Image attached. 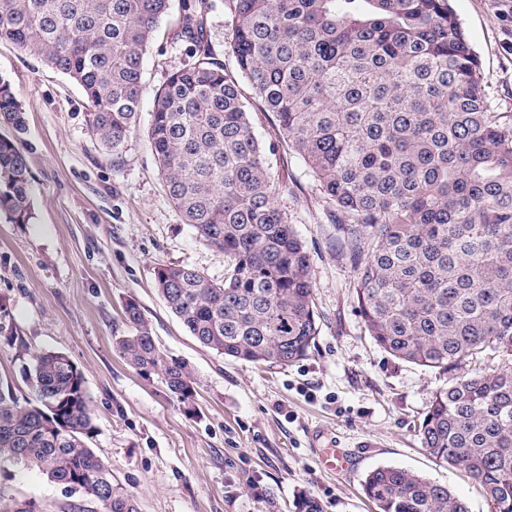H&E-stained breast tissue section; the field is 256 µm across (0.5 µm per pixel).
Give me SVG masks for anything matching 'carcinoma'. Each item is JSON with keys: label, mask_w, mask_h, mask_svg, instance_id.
Here are the masks:
<instances>
[{"label": "carcinoma", "mask_w": 512, "mask_h": 512, "mask_svg": "<svg viewBox=\"0 0 512 512\" xmlns=\"http://www.w3.org/2000/svg\"><path fill=\"white\" fill-rule=\"evenodd\" d=\"M172 0H0V41L81 89L108 151L138 119L143 60ZM206 0H198L203 7ZM196 5V6H198ZM181 0L193 61L154 95L147 140L168 195L224 279L155 270L157 292L202 347L251 364L291 365L320 333L306 241L276 203L239 80L274 114L338 225L358 312L390 356L446 372L487 351L512 357V131L491 112L479 61L450 0H224L228 54L213 57L204 14ZM0 214L34 219L25 112L0 78ZM116 349L192 395L193 371L157 345L139 304ZM32 398L0 387V460L36 468L97 506L139 512L89 440L82 373L61 352L32 357ZM438 465L463 469L491 512H512V369L474 370L437 389L417 429ZM375 512H468L447 486L379 466L362 483Z\"/></svg>", "instance_id": "carcinoma-1"}]
</instances>
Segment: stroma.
Segmentation results:
<instances>
[{"instance_id":"1","label":"stroma","mask_w":512,"mask_h":512,"mask_svg":"<svg viewBox=\"0 0 512 512\" xmlns=\"http://www.w3.org/2000/svg\"><path fill=\"white\" fill-rule=\"evenodd\" d=\"M206 38L227 69L224 0H206ZM479 58L491 109L512 127V0H452ZM191 61L175 22L164 23L144 59L140 116L123 148L103 150L85 122L84 98L67 76L0 42V77L26 113L35 218L0 215V379L20 400L33 354H67L94 409L91 448L137 497L140 512H372L366 473L398 466L448 485L469 512H489L459 469L436 465L414 431L446 374L394 359L368 335L354 299L355 274L337 256L336 224L303 160L278 150L267 165L306 241L321 332L290 366L252 365L201 347L158 295L162 265L224 277V256L201 242L171 202L146 127L154 92ZM135 300L161 349L194 370L191 397L171 393L161 371L131 368L115 347ZM349 460L331 473L319 448ZM30 500L47 512H87L79 496L35 469L0 465V505Z\"/></svg>"}]
</instances>
